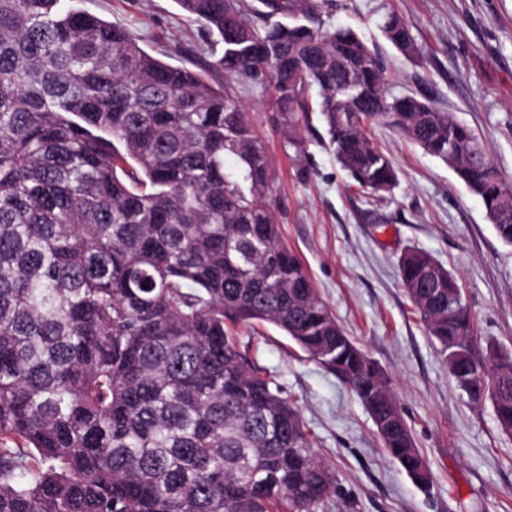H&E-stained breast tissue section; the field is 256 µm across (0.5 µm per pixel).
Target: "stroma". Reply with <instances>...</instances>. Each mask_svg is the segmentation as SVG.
<instances>
[{
  "instance_id": "stroma-1",
  "label": "stroma",
  "mask_w": 512,
  "mask_h": 512,
  "mask_svg": "<svg viewBox=\"0 0 512 512\" xmlns=\"http://www.w3.org/2000/svg\"><path fill=\"white\" fill-rule=\"evenodd\" d=\"M83 5L138 35L164 62L204 68L221 52L177 0ZM391 13L406 21L416 54H402L384 38ZM326 24L357 30L381 56L390 95L428 98L472 128L512 179V0H340ZM212 82L231 86L247 105L272 162L266 200L284 242L347 335L389 375L431 471L429 485L416 484L387 454L349 385L281 331L268 325L253 336L239 332L242 352L283 385L336 477L322 512H512V435L498 429L491 403L473 404L453 382L398 275L405 250L428 253L458 280L476 322V356L491 345L512 351V246L498 238L457 174L399 133L370 131L399 178L393 195L380 200L352 186L320 143L319 115L311 117L297 162L262 87L226 81L220 72Z\"/></svg>"
}]
</instances>
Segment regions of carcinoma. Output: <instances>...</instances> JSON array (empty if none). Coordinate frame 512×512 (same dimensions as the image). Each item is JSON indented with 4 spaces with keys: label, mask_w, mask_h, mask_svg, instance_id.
<instances>
[{
    "label": "carcinoma",
    "mask_w": 512,
    "mask_h": 512,
    "mask_svg": "<svg viewBox=\"0 0 512 512\" xmlns=\"http://www.w3.org/2000/svg\"><path fill=\"white\" fill-rule=\"evenodd\" d=\"M80 2L0 0V439L19 440L0 448V512H319L334 474L239 350L236 329L264 324L349 384L429 483L390 379L282 239L244 107ZM177 3L223 45L213 69L264 86L295 159L317 112L336 162L382 200L399 180L367 129L388 127L451 167L512 245V182L471 128L388 94L366 42L325 27L336 0ZM383 33L415 51L400 17ZM398 268L453 381L512 434V352L475 356L461 289L429 254Z\"/></svg>",
    "instance_id": "cac0c4a2"
}]
</instances>
